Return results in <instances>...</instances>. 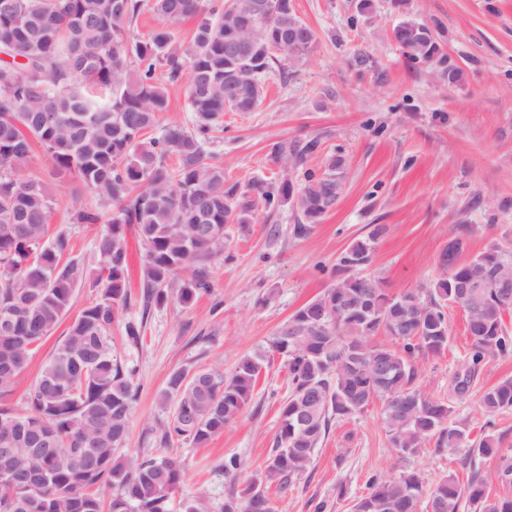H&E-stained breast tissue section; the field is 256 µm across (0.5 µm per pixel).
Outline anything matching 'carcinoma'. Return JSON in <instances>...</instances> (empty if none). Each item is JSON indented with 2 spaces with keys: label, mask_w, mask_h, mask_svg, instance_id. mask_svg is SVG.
Masks as SVG:
<instances>
[{
  "label": "carcinoma",
  "mask_w": 512,
  "mask_h": 512,
  "mask_svg": "<svg viewBox=\"0 0 512 512\" xmlns=\"http://www.w3.org/2000/svg\"><path fill=\"white\" fill-rule=\"evenodd\" d=\"M162 24L147 36L135 28L144 11ZM194 20L183 45L178 26ZM298 33V40L288 41ZM394 41L414 61L440 56L433 30L401 20ZM317 43L296 14L293 0H0V512H171L183 483L181 461L172 456L138 458L120 453L127 438L139 386L112 348V324L129 305L127 228L145 247L143 296L161 304L180 273L177 290L185 306L208 287L204 267L224 251L229 228L250 223L256 202L292 204L306 223H318L336 204L344 186V164L329 158L323 173L304 172V181L281 182L272 191L253 183L239 194L224 180L205 144L214 138L224 112H252L262 97L261 80L275 64L295 68ZM186 79L192 129L164 128L142 137L169 109L164 84ZM38 142L59 177L71 176L112 203L111 228L99 238L97 300L82 309L45 361L25 396V409L9 402L16 378L72 306L83 277L69 254L68 236H48L54 198L40 178L24 175ZM276 157L304 165L296 147L278 146ZM385 227L351 242L336 261V284L294 312L269 347L243 356L226 376L217 370L177 369L158 395L171 415L158 426L160 443L206 445L250 403L268 353L288 369V395L279 407V426L264 469L266 482L285 494L311 465L332 422L384 403L383 422L403 460L430 442L436 449L466 448L464 464L494 458L489 475L466 483L449 476L424 492L411 466L397 478L373 475L368 492L351 512H512V448L494 431L492 418L512 409V377L485 390L480 409L483 433L471 438L451 402L436 400L417 385L419 359L448 348L445 309L466 311L470 347L465 372L452 381L462 394L476 371L493 356L512 354L504 315L512 310V250L486 247L460 260L466 226L457 228L443 255L447 264L426 296H391L362 274L373 260L374 243ZM480 280L481 292L461 299L459 283ZM383 333L398 340L373 341ZM18 426L24 435L13 432ZM36 507L21 485L38 476ZM112 490L105 500L102 490ZM224 512H271L256 483L224 500Z\"/></svg>",
  "instance_id": "1"
}]
</instances>
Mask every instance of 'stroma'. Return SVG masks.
<instances>
[{"label": "stroma", "mask_w": 512, "mask_h": 512, "mask_svg": "<svg viewBox=\"0 0 512 512\" xmlns=\"http://www.w3.org/2000/svg\"><path fill=\"white\" fill-rule=\"evenodd\" d=\"M359 0H293L299 18L317 35L313 53L293 76L273 70L263 81L259 106L228 112L224 130L209 149L224 166L226 184L246 190L261 181L301 179L304 170L322 172L332 155L345 160L344 191L318 224L304 235L294 231L303 218L292 205H256L255 221L232 228L224 252L208 265L209 288L188 306L176 296L143 312L141 265L144 249L128 233V308L112 325V341L141 386L123 447L134 457H177L185 478L175 500L199 497L210 512H222L235 481L261 480L279 425V406L288 394L281 357L270 356L248 408L206 446L163 447L158 424L165 414L159 392L173 370L231 372L239 359L268 340L306 303L336 283L338 255L376 225L385 231L375 244L367 272L387 293H426L438 261L459 225L469 233L465 256L492 244H512V0H407L405 12L393 0H373L357 26L348 21ZM427 24L442 46V60L410 62L391 33L401 16ZM373 66L349 65L353 50ZM460 69L449 87L446 67ZM315 142L304 168L285 170L278 145ZM27 174L44 180L53 196L50 234L65 232L71 256L86 274L75 290L72 310L94 302L97 240L108 223L75 224L81 209L102 206L75 178L56 176L40 145H33ZM451 339L439 355L420 362L418 384L427 395L451 401L457 418L480 434L484 418L479 397L512 377V356L489 358L467 392L452 391L464 372L469 338L460 305L447 309ZM142 326L132 343L128 323ZM382 404L335 422L308 470L287 493L265 489L273 512H314L324 501L329 512H349V502L366 491L376 474L399 476L404 468L382 419ZM464 449L425 448L413 459L425 488L444 476L467 480ZM241 462L238 478L224 473L225 459Z\"/></svg>", "instance_id": "stroma-1"}]
</instances>
